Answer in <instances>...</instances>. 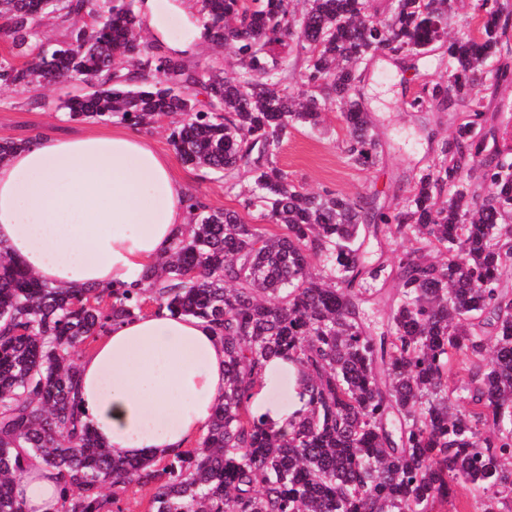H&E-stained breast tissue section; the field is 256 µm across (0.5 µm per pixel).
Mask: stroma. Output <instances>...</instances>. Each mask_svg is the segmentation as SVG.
<instances>
[{
    "label": "stroma",
    "instance_id": "stroma-1",
    "mask_svg": "<svg viewBox=\"0 0 512 512\" xmlns=\"http://www.w3.org/2000/svg\"><path fill=\"white\" fill-rule=\"evenodd\" d=\"M440 57V52H431L428 69L418 75L401 71L398 65L385 59L369 64L361 93L384 143L383 157L375 165L362 168L348 162L341 147L343 122L339 109L335 108L326 111L319 128L292 131L278 156L279 167L287 172L290 181L305 190L369 194L379 204L395 207L396 188L409 187L413 178L437 159L438 141L450 137L462 121L464 109L459 105L440 114L416 112L409 106L425 83L445 75ZM473 95L490 99L491 109L497 114V141L512 146V83H488L475 88ZM48 127L63 135H80L108 134L124 130L125 125L116 120L75 122L63 110L32 108L27 103L26 92L0 89V138L29 139ZM146 135L159 152L171 157L187 192L214 208H237V189L184 164L170 145L165 126L148 129Z\"/></svg>",
    "mask_w": 512,
    "mask_h": 512
}]
</instances>
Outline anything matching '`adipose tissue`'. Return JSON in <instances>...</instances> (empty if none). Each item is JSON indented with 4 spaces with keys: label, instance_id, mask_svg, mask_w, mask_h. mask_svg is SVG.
Instances as JSON below:
<instances>
[{
    "label": "adipose tissue",
    "instance_id": "1",
    "mask_svg": "<svg viewBox=\"0 0 512 512\" xmlns=\"http://www.w3.org/2000/svg\"><path fill=\"white\" fill-rule=\"evenodd\" d=\"M151 40L191 61L205 42L199 0H139ZM170 159L127 133L50 131L0 163V249L56 288L132 283L188 232ZM84 419L114 457L157 460L203 435L224 393V345L203 321L161 308L113 324L80 360ZM23 512H60L54 471L28 460Z\"/></svg>",
    "mask_w": 512,
    "mask_h": 512
}]
</instances>
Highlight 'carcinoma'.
Listing matches in <instances>:
<instances>
[{
	"label": "carcinoma",
	"instance_id": "1",
	"mask_svg": "<svg viewBox=\"0 0 512 512\" xmlns=\"http://www.w3.org/2000/svg\"><path fill=\"white\" fill-rule=\"evenodd\" d=\"M201 2L222 68L159 51L135 0H0L1 88L49 109L42 89L82 85L54 104L71 120L168 118L185 164L248 181L239 211L186 195L190 233L132 286L66 292L0 254V512H23L13 479L32 457L57 472L61 512H122L135 487L148 512H431L462 484L477 512H512V162L494 116L476 100L388 212L373 196L304 191L277 165L291 130L336 105L346 157L375 164L359 64L444 47L447 78L410 102L443 112L487 82L508 2L480 0L483 21L452 40L454 0H396L384 19L369 0ZM45 16L65 27L53 45L35 24ZM382 235L417 246L372 263ZM150 306L218 333L224 395L195 447L114 458L82 420L79 350ZM274 359L303 376L281 425L251 408Z\"/></svg>",
	"mask_w": 512,
	"mask_h": 512
}]
</instances>
